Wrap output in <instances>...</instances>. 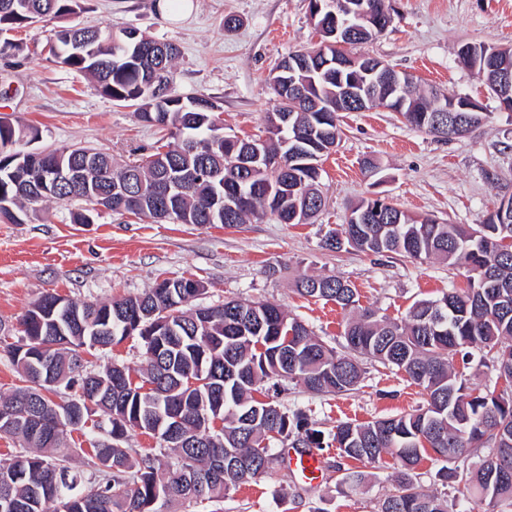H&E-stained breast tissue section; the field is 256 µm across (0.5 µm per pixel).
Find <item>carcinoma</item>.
<instances>
[{
    "label": "carcinoma",
    "mask_w": 512,
    "mask_h": 512,
    "mask_svg": "<svg viewBox=\"0 0 512 512\" xmlns=\"http://www.w3.org/2000/svg\"><path fill=\"white\" fill-rule=\"evenodd\" d=\"M78 0H0V31L23 23L56 21L47 42L49 59L90 76L97 90L117 102L137 107L140 119L168 131L175 145L125 164L93 150L100 177L90 186L56 181L55 167L79 166L85 147H61L20 160L17 144L38 132L0 124V220L22 224L47 201L80 199L90 206L129 184L143 188L137 207L112 202L111 211L154 218V194L170 175H189L186 191L170 196L171 221L180 224L245 223L270 210L261 192L243 181L232 164V147L224 140L217 106L203 95L183 99L170 93L160 101L149 80L156 63L172 72L179 50L143 34L132 38L109 24L84 27L66 24L76 14ZM299 96L318 98L336 111L334 78L301 85ZM447 98L410 89L403 114L434 109ZM261 149L269 160L256 172L259 181L277 189L282 224H298L325 206L320 190L319 161L324 149L340 138L336 122L304 104L289 124L268 129ZM399 223L367 218L342 225L326 235L323 246L384 256L399 254L412 261L438 258L469 273V287L451 288L435 300H418L407 318L391 322L359 305L356 289L337 276L305 275L302 294L332 301L351 313L340 347L314 336L298 319L276 303L229 299L217 306L190 307L203 292L182 286L184 278H165L137 296L112 302H68L53 310L56 295L46 293L20 320L23 337L7 346L9 360L25 382L0 393V410L18 409L19 419L0 422V436L16 438L22 450L0 465V512H161L164 503H201L224 496L230 488L270 478L278 456L271 433L293 438L295 448L336 446L338 455L373 467L393 455L399 467L392 489L378 512H449L448 505L422 486L416 466L425 457L444 462L439 469L447 483L479 492L480 512L512 508V384L490 386L483 393L466 386L455 371L473 351L483 353L495 375L512 364V222L498 224L494 216L476 228L443 224L428 216L413 217L390 207ZM172 319L176 332L154 331L157 320ZM138 337L148 355L142 381L133 382L128 367L112 364L102 372L86 369L83 353L95 345H112ZM366 358L404 374L424 393L418 408L391 418L367 422L340 421L328 434L308 428L306 415L254 393L273 382H295L313 393L341 395L363 380L358 359ZM205 383L189 388L187 379ZM64 380L69 390L68 425L79 430L92 414L104 418L108 439L93 446L87 465L97 478L86 486L69 457L55 462L48 455L64 447L66 432L53 431L49 397ZM158 390L143 391L145 383ZM182 419L185 438L174 442L177 462L161 469L157 458H131L122 446L131 429L153 434L154 424ZM222 421L215 430V420ZM478 461H473L479 450ZM231 450L247 467L211 475L214 461Z\"/></svg>",
    "instance_id": "obj_1"
}]
</instances>
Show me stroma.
<instances>
[{"instance_id": "obj_1", "label": "stroma", "mask_w": 512, "mask_h": 512, "mask_svg": "<svg viewBox=\"0 0 512 512\" xmlns=\"http://www.w3.org/2000/svg\"><path fill=\"white\" fill-rule=\"evenodd\" d=\"M191 14L173 18L157 0H81L76 23L135 27L174 44L172 94L206 96L217 106L225 135L267 138L263 119L275 105L271 73L296 51L315 46L319 35L308 0H193ZM392 24L380 36L352 46L414 75L438 93L473 98L486 120L448 140L418 131L386 109L343 112L337 147L321 161L325 208L305 224H283L266 215L227 227L177 224L98 211L75 224L83 201L47 202L22 224L0 222V342L21 336L20 319L46 293L77 302L144 293L162 278L193 277L205 291L198 305L241 298L273 302L316 336L338 346L347 312L335 303L300 296L296 282L308 274L340 276L357 289L359 303L391 319L405 317L421 299L467 285L465 269L439 260L417 263L392 254L371 256L352 249L331 251L325 234L347 220L363 198L389 199L405 212L444 224L479 225L512 194V111L464 64L465 43L512 47V0H386ZM238 20L224 25L225 16ZM49 25L12 31L22 43L0 56V117L37 128L31 151L87 146L116 159L154 152L161 131L142 122L134 107L101 96L81 74L49 62ZM364 378L345 395H315L288 384L278 400L302 410L311 428L339 420L371 421L396 416L423 402L404 373L362 360ZM322 476L308 480L278 461L275 479L233 487L224 498L163 512H377L396 467L385 456L367 468L363 486L341 485L343 470H358L336 448L320 451Z\"/></svg>"}]
</instances>
